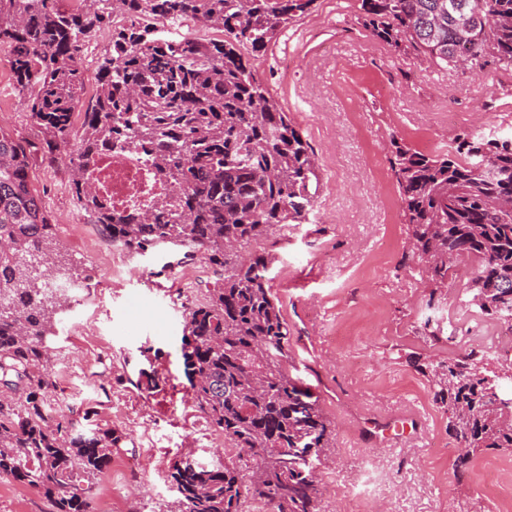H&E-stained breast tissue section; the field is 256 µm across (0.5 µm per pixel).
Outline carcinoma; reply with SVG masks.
<instances>
[{"label":"carcinoma","mask_w":512,"mask_h":512,"mask_svg":"<svg viewBox=\"0 0 512 512\" xmlns=\"http://www.w3.org/2000/svg\"><path fill=\"white\" fill-rule=\"evenodd\" d=\"M316 0H90L62 12L54 0H0V48L17 85L33 90L32 118L48 151L70 143L72 193L102 234L132 255L192 251L224 269L191 308L181 339L195 410L238 449L235 458H182L170 470L179 512H318L307 455L335 447L331 422L288 375V323L271 292L272 257L254 248L286 224H303L320 186L314 150L257 77L256 54ZM360 23L402 54L437 67L512 68V0H359ZM125 21L117 23L114 16ZM220 32L171 39L163 23ZM111 29L98 87L83 98L79 61L89 38ZM412 257L423 264L426 307L462 258L478 269L471 304L512 331V136L463 133L425 155L390 140ZM149 153L178 191L150 213L115 212L81 176L96 153ZM31 147L0 129V478L34 489L52 512H93L95 478L125 442L110 427L79 429L51 416V347L65 295L46 282L73 279L47 211L29 186ZM431 343L451 341L438 320ZM459 447L456 470L486 450H512V362L465 348L446 361L412 355Z\"/></svg>","instance_id":"cac0c4a2"}]
</instances>
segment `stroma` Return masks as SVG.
I'll return each instance as SVG.
<instances>
[{
	"label": "stroma",
	"instance_id": "1",
	"mask_svg": "<svg viewBox=\"0 0 512 512\" xmlns=\"http://www.w3.org/2000/svg\"><path fill=\"white\" fill-rule=\"evenodd\" d=\"M357 0H317L313 13L287 27L254 65L273 97L299 126L320 165L318 207L308 223L276 231L265 243L276 261L272 293L290 331L288 373L308 388L336 427V446L313 461L320 512H512V451H482L458 480L447 418L427 379L410 361L454 357L458 346L431 344L421 324L435 317L459 334L476 325L463 301L476 266L448 278L439 308L412 259L390 140L447 151L457 135L512 134L497 115L503 92L497 65L439 68L395 53L358 20ZM10 64L0 61V127L28 140L32 117ZM30 188L43 201L61 254L74 275L100 280L112 271L109 243L80 238L87 220L59 155L33 149ZM122 280L100 300L68 299L52 339L55 386L49 402L71 412L96 404L98 422L121 430L120 458L132 463L128 484L105 471L97 497L118 491L121 512H169L176 493L171 464L191 456H231L224 437L199 423L183 373L181 338L188 312L179 291L207 300L220 282L209 264L180 279L178 255L159 251L127 259ZM154 388L139 387L141 372ZM419 414L421 433L396 445L362 441L364 412Z\"/></svg>",
	"mask_w": 512,
	"mask_h": 512
}]
</instances>
